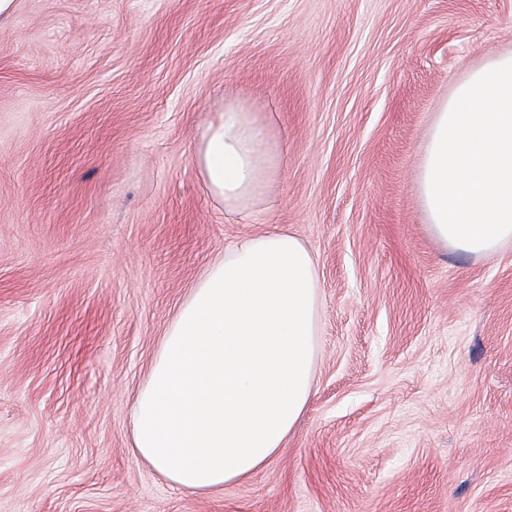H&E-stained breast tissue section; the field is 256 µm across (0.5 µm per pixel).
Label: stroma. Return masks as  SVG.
<instances>
[{"instance_id":"35a3bbf8","label":"stroma","mask_w":512,"mask_h":512,"mask_svg":"<svg viewBox=\"0 0 512 512\" xmlns=\"http://www.w3.org/2000/svg\"><path fill=\"white\" fill-rule=\"evenodd\" d=\"M512 50V0H17L0 23V512H512V244L428 226L434 112ZM272 116L250 217L194 153L225 104ZM288 229L322 283L288 441L212 495L132 448L190 288Z\"/></svg>"}]
</instances>
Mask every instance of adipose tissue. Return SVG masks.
Wrapping results in <instances>:
<instances>
[{
  "label": "adipose tissue",
  "instance_id": "obj_1",
  "mask_svg": "<svg viewBox=\"0 0 512 512\" xmlns=\"http://www.w3.org/2000/svg\"><path fill=\"white\" fill-rule=\"evenodd\" d=\"M195 163L211 197L251 216L281 169L272 117L227 105ZM419 191L444 244L487 255L512 243V51L471 71L434 114ZM320 298L316 263L295 234L237 239L165 329L133 402L135 453L199 495L267 465L310 397Z\"/></svg>",
  "mask_w": 512,
  "mask_h": 512
}]
</instances>
